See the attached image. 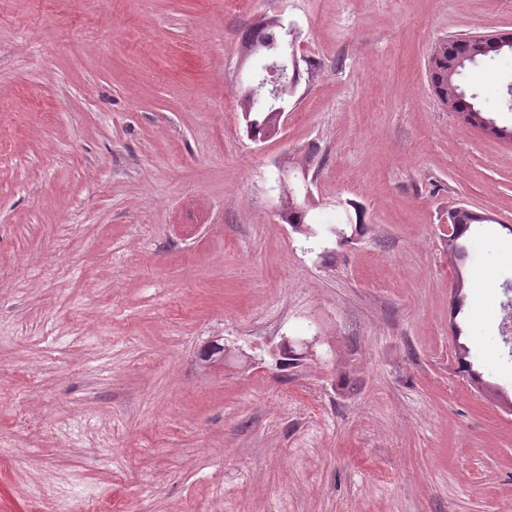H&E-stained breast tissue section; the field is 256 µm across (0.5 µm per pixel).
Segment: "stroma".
I'll return each instance as SVG.
<instances>
[{
	"label": "stroma",
	"mask_w": 512,
	"mask_h": 512,
	"mask_svg": "<svg viewBox=\"0 0 512 512\" xmlns=\"http://www.w3.org/2000/svg\"><path fill=\"white\" fill-rule=\"evenodd\" d=\"M277 15L299 79L255 142L240 39ZM508 33L512 0H0V512H512V412L455 356L512 399V144L429 74ZM464 82L512 126L511 52ZM459 207V206H457ZM453 208L449 213L450 227H448V253L455 261L464 263L468 257L467 242L471 227L474 224H482L489 221L483 216L470 212L469 210L459 207ZM452 230V232H451ZM459 353H458V368L459 372L464 373L465 376L468 377L470 380L471 385L476 386V388L479 391H485V393H488L490 395L498 396V392L491 388L489 383L483 380L480 373L475 371L473 369V364L469 360L470 358V349L461 344L459 346Z\"/></svg>",
	"instance_id": "35a3bbf8"
}]
</instances>
